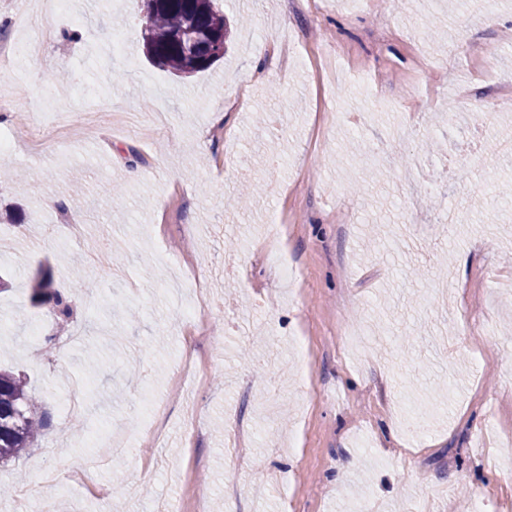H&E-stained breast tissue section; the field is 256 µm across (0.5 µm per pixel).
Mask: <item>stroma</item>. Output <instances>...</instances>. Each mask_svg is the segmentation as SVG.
Masks as SVG:
<instances>
[{"instance_id":"1","label":"stroma","mask_w":512,"mask_h":512,"mask_svg":"<svg viewBox=\"0 0 512 512\" xmlns=\"http://www.w3.org/2000/svg\"><path fill=\"white\" fill-rule=\"evenodd\" d=\"M320 3L224 0L227 53L178 78L142 53L141 0H74L78 22L26 72L0 71V133L57 108L102 117L0 156L25 173L0 183V368L50 418L0 463V512H27L47 470L56 512H196L199 495L206 512H512V467L483 445L512 433V209L493 202L512 158L491 147L512 138V105L446 111L459 84L476 100L512 84V0ZM332 41L337 80L316 67ZM117 109L166 118L151 139L116 138ZM284 211L296 295L258 248ZM103 237L122 278L87 262ZM41 266L69 319L31 306ZM193 274L222 325L206 340L172 328ZM36 327L53 343L31 341ZM196 352L205 384L175 387ZM239 421L246 444L228 447ZM111 432L127 453L95 467Z\"/></svg>"}]
</instances>
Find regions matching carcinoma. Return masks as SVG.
I'll use <instances>...</instances> for the list:
<instances>
[{"label": "carcinoma", "instance_id": "1", "mask_svg": "<svg viewBox=\"0 0 512 512\" xmlns=\"http://www.w3.org/2000/svg\"><path fill=\"white\" fill-rule=\"evenodd\" d=\"M145 23L146 32L141 36L144 54L181 78L214 64L207 59V53L194 51L198 37L214 35L224 44L230 37L222 0H165L150 10ZM31 301L52 304L64 318L71 314L68 297L53 290L51 273L44 268L32 277ZM46 426L39 402L29 394L20 377L0 370V462L30 448Z\"/></svg>", "mask_w": 512, "mask_h": 512}]
</instances>
